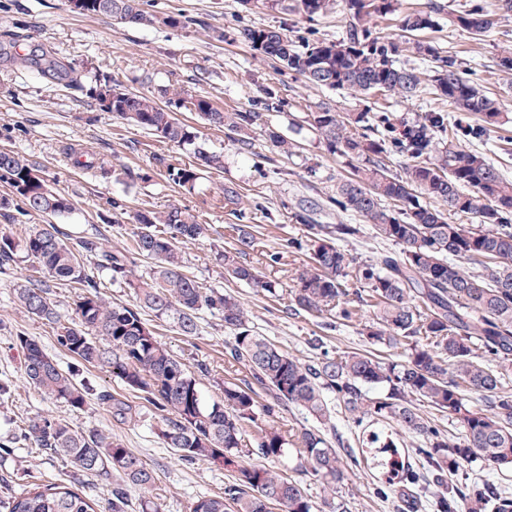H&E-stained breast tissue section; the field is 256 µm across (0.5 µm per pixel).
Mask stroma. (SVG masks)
<instances>
[{"label":"stroma","mask_w":512,"mask_h":512,"mask_svg":"<svg viewBox=\"0 0 512 512\" xmlns=\"http://www.w3.org/2000/svg\"><path fill=\"white\" fill-rule=\"evenodd\" d=\"M145 11L182 15L179 28L118 24L105 16L83 15L70 9L68 0H0V150H11L36 163L49 187L65 194L71 212L52 217L64 241L89 239L106 248H130L136 226L133 212L141 208L161 209L181 204L202 211L214 232L184 245L185 272L202 287L239 296L251 311L258 332L283 351L307 360L313 357V340H323L332 352L373 349L385 360L401 359L403 352L383 346L369 347L356 325L327 323L306 313L290 311L289 294L269 297L247 285L232 281L217 261V251L232 248L235 214L217 208L212 198L228 181L240 185L250 203L246 223L255 227L256 246L246 256L262 275L290 286L307 262L305 251L289 247L304 236L298 217L301 200L318 201L310 218L316 224H357L361 218L335 203L336 184L350 173L346 159L330 153L307 125V113L331 107L343 113L365 112L370 116L367 134L388 139L398 137L414 113L442 108V101L422 94L403 102L372 97L355 99L331 89H311L295 72L262 65L254 60L250 45L240 33L254 25L284 28L288 36L303 44L321 39L345 38L350 18L345 0H336L328 13L308 17L297 11L272 8L269 0H141ZM438 5L433 28L421 31L420 39L440 55L457 60L461 69L512 117V73L500 70L498 60L512 47V12L500 10L496 0H396L395 11L373 20V35L398 34L402 19L413 12ZM495 12L496 23L480 36L454 24L458 12L475 7ZM54 52L58 61L81 72L84 90L74 91L43 77L34 69H19L11 57ZM109 79L123 88L165 103V86L175 83L188 94L203 95L233 112H256L259 127L249 148L232 141L224 130L203 124L196 113L178 110L180 121L194 127L212 150L224 155V168L200 172L194 192L169 182L160 159L188 164L192 154L171 143L159 141L148 131L116 120L101 111L90 92L95 79ZM455 132L467 148L482 152L500 174L512 180V120L484 136L469 135L474 115H454ZM273 127L298 144L294 155L281 156L268 147L264 127ZM87 148L107 160L111 178L74 167L70 148ZM278 262H270L271 253ZM37 269L23 256L0 268V500L17 496L35 486L50 483L75 484L95 500L98 512H111L109 486L96 477L79 472L69 461L37 448L24 435V422L35 415L63 416L77 428L97 429L120 439L125 448L141 457L155 472L154 497L163 512H185L193 498L220 493L230 478L226 470L208 464L178 462L172 449L158 437L162 426L158 412L137 394L114 381L104 370L75 360L61 348L52 325L27 316L14 303L13 286ZM174 355L189 366L203 363L202 387L216 395L225 378V343L229 333L223 321L201 311L198 331L182 336L153 313L143 315ZM35 338L64 369L72 370L90 395L85 406L73 410L44 399L26 382L23 353L16 336ZM122 399L134 412L133 421L122 423L108 406L100 404V392ZM333 422L346 451L358 458L361 469L338 489L336 499L347 512H401L398 495L381 497L378 487L396 482L402 470L413 465L408 442H398L393 452L371 445L363 433L348 422L344 411H336Z\"/></svg>","instance_id":"obj_1"}]
</instances>
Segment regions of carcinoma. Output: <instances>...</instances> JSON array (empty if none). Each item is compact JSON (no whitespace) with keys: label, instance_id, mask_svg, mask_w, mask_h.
<instances>
[{"label":"carcinoma","instance_id":"carcinoma-1","mask_svg":"<svg viewBox=\"0 0 512 512\" xmlns=\"http://www.w3.org/2000/svg\"><path fill=\"white\" fill-rule=\"evenodd\" d=\"M83 13L103 15L118 24L175 28V15L148 14L140 0H87ZM309 17L326 12L330 0H298ZM351 23L346 39L316 41L299 48L282 28L255 26L241 32L261 62L283 64L304 78L310 88L343 90L354 97L378 93L405 101L419 97L426 86L453 112L479 116L476 133L501 125L498 102L465 76L451 59L437 55L422 41L371 36L369 23L394 10V0H346ZM456 24L474 35L495 25V14L483 9L460 13ZM436 23L432 12L406 16L402 28L420 31ZM404 52L434 59V74L399 62ZM16 66L37 67L47 77L69 80L56 61L42 56L14 58ZM112 94V116L132 123L165 141L192 151L196 164L166 165L168 179L191 191L198 167L221 169L224 155L198 142L188 125L143 93L118 84L95 87L98 104ZM196 112L205 123L222 128L243 146L252 145L258 112H226L208 97L196 96ZM370 121L366 112L342 113L330 107L307 114V123L327 150L346 158L351 173L336 186L340 204L365 219L373 233L399 248L375 260L360 261L345 243L364 234L361 224H307L305 241L288 240L289 247L306 248L310 263L291 289L294 309L318 318L353 322L355 303L373 309L372 321L359 334L370 344L405 350L404 359L385 363L368 352L331 354L323 351L308 361L280 349L251 325L249 311L231 293L206 289L187 276L179 245L206 236L208 225L196 209L172 204L162 210L143 208L133 215L137 224L134 247L99 248L83 241L81 249L67 244L53 224H32L15 240L0 232V267L22 252L44 274L14 288L23 312L56 328L57 342L70 355L97 365L161 413L159 438L175 449L178 460L224 467L231 480L218 495L191 500L187 512H317L300 480L288 475V462L300 476H312L329 495L356 476L353 456H343L327 439L335 406L356 427L374 423L396 426V435L423 439L415 447L421 468L436 486L434 512H512V498L501 489L473 482L448 486V474L475 460L492 468L512 467V181L504 179L486 156L464 148L448 131L446 111H427L404 125L394 139L404 160L402 172L384 163L386 139L358 128ZM271 150L289 155L293 143L279 132L265 130ZM72 163L97 170L104 178L111 168L94 154L70 150ZM0 182L9 193L0 196V211L18 204L25 211L56 216L72 209L62 193L50 190L29 159L0 151ZM216 200L245 217L240 186L226 182ZM472 216L473 224H450L442 208ZM234 247L220 254L231 278L275 296L281 284L262 277L243 261L254 250L252 225L237 224ZM112 281L132 291L134 304L104 299L97 282L86 273L87 254ZM153 261L149 276L136 273L137 257ZM363 287L351 298L348 279ZM55 281L78 285L75 318L61 322L50 300ZM173 324L178 334L194 336L198 313L206 309L231 332L225 342L230 366L243 368L248 380L224 381L218 398L204 394L199 377L176 357L148 327L140 310ZM24 354L28 384L45 399L81 409L88 392L73 375L50 357L30 336H16ZM267 399L259 401L252 383ZM380 387L379 398L367 389ZM430 404L448 414L459 430L448 437L418 405ZM295 408L314 417L318 428L304 429L289 439L279 422L280 411ZM254 434H249V431ZM24 433L36 447L68 458L81 472L112 482V512H124L134 491L144 497L145 512H162L149 497L155 472L139 456L104 433L73 427L63 417L35 415ZM5 512H96L78 491L58 484L36 487L0 500Z\"/></svg>","mask_w":512,"mask_h":512}]
</instances>
